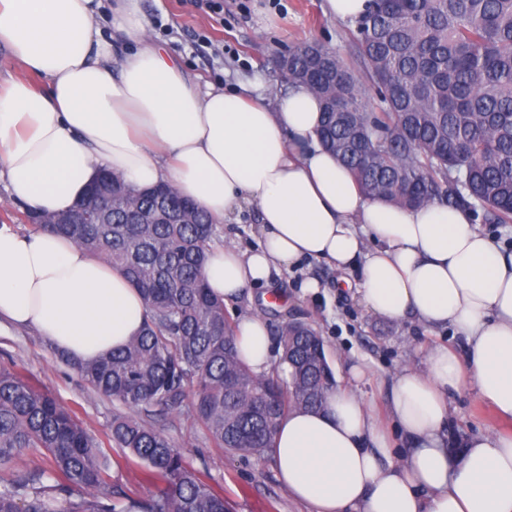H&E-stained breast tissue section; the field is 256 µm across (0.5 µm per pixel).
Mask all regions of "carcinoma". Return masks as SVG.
<instances>
[{"label": "carcinoma", "mask_w": 512, "mask_h": 512, "mask_svg": "<svg viewBox=\"0 0 512 512\" xmlns=\"http://www.w3.org/2000/svg\"><path fill=\"white\" fill-rule=\"evenodd\" d=\"M351 32L362 75L339 55L305 44L288 59V84L324 103L322 145L371 197L402 206H466L485 224L512 223V0H373ZM381 103L370 109L363 82ZM110 224H38L118 268L148 314L125 347L88 363L59 358L96 392L133 414L112 418V444L164 488L146 499L103 497L108 460L99 442L53 397L0 368V512H228L224 497L147 419L190 400L211 438L243 455L272 447L279 422L321 407L335 386L324 341L306 321L279 330L281 362L255 374L236 351L237 329L203 267L216 227L166 184L136 191L105 171ZM164 211L165 224H143ZM28 448L50 468L16 470Z\"/></svg>", "instance_id": "1"}]
</instances>
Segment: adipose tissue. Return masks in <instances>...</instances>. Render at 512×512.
I'll list each match as a JSON object with an SVG mask.
<instances>
[{"label":"adipose tissue","mask_w":512,"mask_h":512,"mask_svg":"<svg viewBox=\"0 0 512 512\" xmlns=\"http://www.w3.org/2000/svg\"><path fill=\"white\" fill-rule=\"evenodd\" d=\"M112 16L138 45L118 63L94 0H0V43L22 70L0 83V181L11 198L66 210L107 168L140 189L173 185L218 224L254 208L256 247L211 249L204 269L228 304L305 258L358 268L370 312L452 328L462 347L433 346L423 368L391 377L399 454L353 388L366 367L348 366L350 385L330 390L323 408L280 422L271 448L280 480L314 512H512V434L472 436L458 454L445 443L449 395L462 386L512 420V253L468 210L367 197L322 146L323 108L308 89L273 97L258 85L201 84L147 39L130 0ZM144 318L116 268L67 238L0 227V320L35 326L60 353L90 361L124 347ZM237 335L240 359L268 369L265 322L244 316Z\"/></svg>","instance_id":"ef3b65f1"}]
</instances>
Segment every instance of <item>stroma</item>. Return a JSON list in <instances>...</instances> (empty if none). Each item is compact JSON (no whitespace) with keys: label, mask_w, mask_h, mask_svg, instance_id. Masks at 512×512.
Instances as JSON below:
<instances>
[{"label":"stroma","mask_w":512,"mask_h":512,"mask_svg":"<svg viewBox=\"0 0 512 512\" xmlns=\"http://www.w3.org/2000/svg\"><path fill=\"white\" fill-rule=\"evenodd\" d=\"M137 4L147 21L149 39L172 49L190 74L216 86L286 89L278 56L312 41L336 52L347 65L355 63L350 43L355 25L326 16L324 0H137ZM311 278L318 280L319 290L303 292L302 283ZM358 286L357 272L307 260L292 270L273 272L269 284L248 288L227 313L234 321L244 315L260 316L273 336L291 320L309 322L324 340L336 380H343L349 363L367 365L368 375L358 391L385 422L391 376L405 366H422L428 348L454 346L458 340L448 328L426 332L368 312ZM0 367L19 370L70 409L99 441L111 462L101 495L120 491L145 497L152 492V485L142 480V464L112 445V418L124 413V406L91 389L35 328L0 331ZM153 423L203 480L223 495L230 512H311L279 481L271 453L241 455L224 449L185 409L157 414ZM507 428L473 389L452 393L448 433L466 439Z\"/></svg>","instance_id":"stroma-1"}]
</instances>
